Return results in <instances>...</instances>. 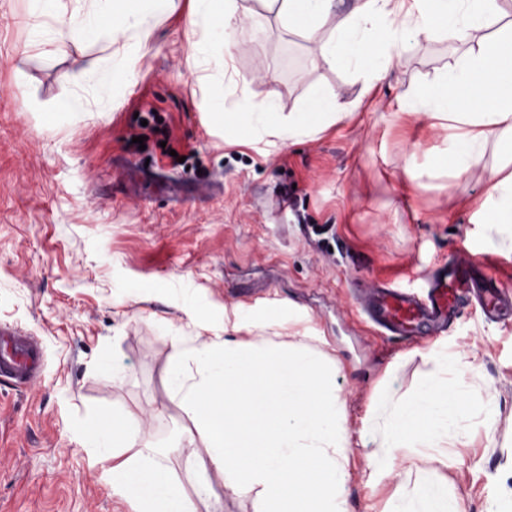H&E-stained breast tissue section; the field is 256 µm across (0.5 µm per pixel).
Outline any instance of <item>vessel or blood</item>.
Returning <instances> with one entry per match:
<instances>
[{
	"label": "vessel or blood",
	"instance_id": "vessel-or-blood-1",
	"mask_svg": "<svg viewBox=\"0 0 512 512\" xmlns=\"http://www.w3.org/2000/svg\"><path fill=\"white\" fill-rule=\"evenodd\" d=\"M426 288L425 294L418 295L378 282L362 291L359 305L370 322L393 336H429L452 330L464 306L473 301L491 322L512 312V289L486 263L464 250L447 265L432 270ZM42 360L38 337L0 325V378L18 388L32 386L39 380Z\"/></svg>",
	"mask_w": 512,
	"mask_h": 512
}]
</instances>
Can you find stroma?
<instances>
[{"label": "stroma", "instance_id": "1", "mask_svg": "<svg viewBox=\"0 0 512 512\" xmlns=\"http://www.w3.org/2000/svg\"><path fill=\"white\" fill-rule=\"evenodd\" d=\"M230 66L193 54L211 39L190 27L187 0L147 14V52L134 81L112 32L51 44L35 0H0V325L37 336L39 384L0 382V512H135L101 478L88 437L100 417L128 416L166 454L193 429L165 380L176 336L288 337L326 355L351 433L346 512H422L442 486L460 512H512V317L468 308L448 335L386 336L358 314L356 288L387 280L422 289L423 276L465 247L512 288V233L484 223L482 170L442 160L447 122L403 103L446 69L457 45L411 43L382 81L315 63L310 44L237 0ZM94 71L85 112L59 106L63 74ZM334 91L344 120L286 142L203 109L229 112L278 94L282 113L311 89ZM166 117L162 135L133 143L137 116ZM447 371L471 409L441 448L386 451L396 403ZM498 412L485 419L487 401ZM392 453V471L374 457Z\"/></svg>", "mask_w": 512, "mask_h": 512}]
</instances>
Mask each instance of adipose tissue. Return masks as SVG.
Listing matches in <instances>:
<instances>
[{"label": "adipose tissue", "mask_w": 512, "mask_h": 512, "mask_svg": "<svg viewBox=\"0 0 512 512\" xmlns=\"http://www.w3.org/2000/svg\"><path fill=\"white\" fill-rule=\"evenodd\" d=\"M145 1L103 0L112 38L127 52L119 70L126 80L149 37L141 24ZM259 2L313 43L316 62L352 65L377 79L405 44L427 40L437 30L464 44L463 54L424 93V103L432 117L460 127L444 155L450 168L479 167L489 138L502 142L505 163L486 174L483 209L490 223L512 224V171H503L512 168V12L500 0H354L348 10L343 0ZM190 6L191 23L220 29L223 56L232 59L237 0H190ZM372 20L382 26L369 45L359 24ZM345 116L336 95L318 87L299 112L280 115L271 94L236 112L235 121L262 124L268 136L284 141L314 133V120L334 123ZM166 377L198 425L173 452L186 455L200 485L187 493L168 467L141 455L146 442L126 418L113 416L112 451L99 459L102 479L131 500L136 512H202L217 481L256 491V512H345L338 495L349 476L345 403L320 355L290 343L272 345L262 336L208 337L188 350L177 336ZM466 407L447 378L430 376L418 402L394 407L384 441L390 448L436 447L442 430Z\"/></svg>", "instance_id": "obj_1"}]
</instances>
